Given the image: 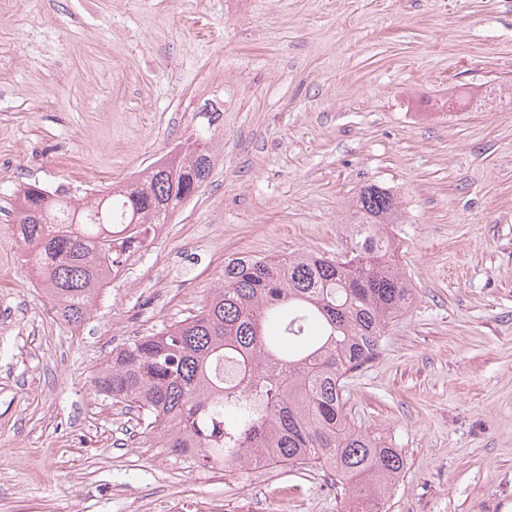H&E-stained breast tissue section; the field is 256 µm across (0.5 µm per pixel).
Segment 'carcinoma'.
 Listing matches in <instances>:
<instances>
[{
	"label": "carcinoma",
	"mask_w": 512,
	"mask_h": 512,
	"mask_svg": "<svg viewBox=\"0 0 512 512\" xmlns=\"http://www.w3.org/2000/svg\"><path fill=\"white\" fill-rule=\"evenodd\" d=\"M220 111L204 103L205 122L179 143V162L157 161L121 190H99L85 204L65 188L20 190L25 263L67 324L86 318L122 264L112 226L146 241L151 225L168 223L206 183ZM354 214L334 254L225 261L223 283L196 314L112 350L97 392L137 408L164 447L204 467L319 466L350 491L355 512H381L404 457L351 427L344 380L375 360L414 288L386 231L400 223L396 194L368 185Z\"/></svg>",
	"instance_id": "cac0c4a2"
}]
</instances>
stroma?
Listing matches in <instances>:
<instances>
[{
    "instance_id": "1",
    "label": "stroma",
    "mask_w": 512,
    "mask_h": 512,
    "mask_svg": "<svg viewBox=\"0 0 512 512\" xmlns=\"http://www.w3.org/2000/svg\"><path fill=\"white\" fill-rule=\"evenodd\" d=\"M0 55V214L28 182L122 188L224 97L208 181L81 325L0 233V512H347L318 467L170 454L93 382L225 258L335 253L371 183L415 289L346 382L405 458L385 512H512V0H0Z\"/></svg>"
}]
</instances>
